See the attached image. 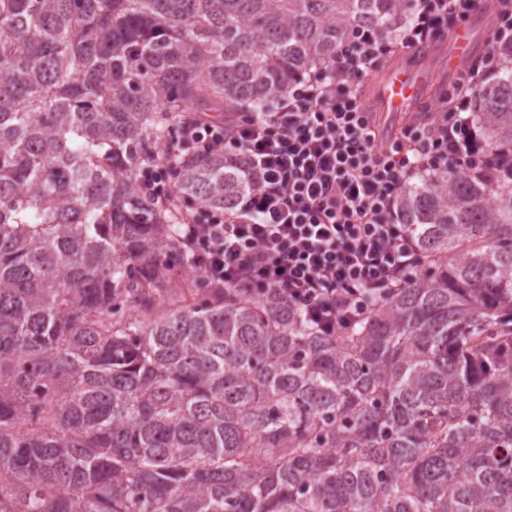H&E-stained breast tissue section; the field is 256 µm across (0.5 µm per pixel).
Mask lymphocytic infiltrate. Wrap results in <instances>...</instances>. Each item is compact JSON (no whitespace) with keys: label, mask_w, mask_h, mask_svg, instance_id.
I'll return each mask as SVG.
<instances>
[{"label":"lymphocytic infiltrate","mask_w":512,"mask_h":512,"mask_svg":"<svg viewBox=\"0 0 512 512\" xmlns=\"http://www.w3.org/2000/svg\"><path fill=\"white\" fill-rule=\"evenodd\" d=\"M487 2L415 0L395 40L354 30L322 74L294 79L276 111L221 124L186 120L184 145L233 155L257 183L235 210L184 226L205 278L273 293L327 334L357 318L364 300L414 281L423 256L393 205L415 175L512 174V151L489 149L467 94L495 71L497 58L477 56L432 120L389 143L354 85L390 55L447 36Z\"/></svg>","instance_id":"obj_1"}]
</instances>
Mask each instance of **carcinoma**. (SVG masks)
Instances as JSON below:
<instances>
[{"label": "carcinoma", "instance_id": "1", "mask_svg": "<svg viewBox=\"0 0 512 512\" xmlns=\"http://www.w3.org/2000/svg\"><path fill=\"white\" fill-rule=\"evenodd\" d=\"M407 2L0 0V512H512V180L411 182L417 278L330 335L162 286L190 211L257 188L170 144L185 113L268 110ZM494 51L474 117L512 150Z\"/></svg>", "mask_w": 512, "mask_h": 512}]
</instances>
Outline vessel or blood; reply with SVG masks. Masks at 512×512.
<instances>
[{
  "instance_id": "b4317fda",
  "label": "vessel or blood",
  "mask_w": 512,
  "mask_h": 512,
  "mask_svg": "<svg viewBox=\"0 0 512 512\" xmlns=\"http://www.w3.org/2000/svg\"><path fill=\"white\" fill-rule=\"evenodd\" d=\"M433 48L424 44L404 53L394 64L383 70L373 84L371 105L385 117H397L415 111L425 96L431 82L426 62ZM475 52V42L469 29L453 30L448 49L447 64L457 68L470 60Z\"/></svg>"
}]
</instances>
